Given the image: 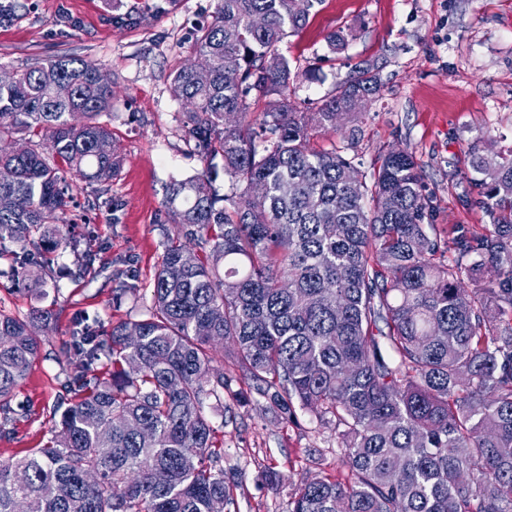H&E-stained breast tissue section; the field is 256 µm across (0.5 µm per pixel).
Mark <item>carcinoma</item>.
Masks as SVG:
<instances>
[{
  "instance_id": "obj_1",
  "label": "carcinoma",
  "mask_w": 512,
  "mask_h": 512,
  "mask_svg": "<svg viewBox=\"0 0 512 512\" xmlns=\"http://www.w3.org/2000/svg\"><path fill=\"white\" fill-rule=\"evenodd\" d=\"M321 2L216 0L196 29L171 90L202 167L163 200L185 242L164 243L140 318L73 329L80 394L54 408L46 446L0 462V512L234 504L204 411L224 396L217 337L270 410L335 419L350 479L306 478L288 512H512V153L471 146L492 223L441 249L413 153L381 156L368 183L344 151L311 146L329 130L354 142L352 99L380 81L366 62L317 111L293 107L280 45ZM250 96L270 99L257 129ZM112 97L110 74L69 54L0 83V242L21 250L1 278L60 291L29 265L62 245L67 174L106 194L119 172ZM221 169L242 192L220 193ZM50 333L46 308L0 310L1 422Z\"/></svg>"
}]
</instances>
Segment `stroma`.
<instances>
[{"label": "stroma", "instance_id": "35a3bbf8", "mask_svg": "<svg viewBox=\"0 0 512 512\" xmlns=\"http://www.w3.org/2000/svg\"><path fill=\"white\" fill-rule=\"evenodd\" d=\"M123 4L136 8L138 24H113L112 0H27L18 18L0 25V66L23 68L66 52L111 75L110 128L122 165L110 192L124 203L112 216L95 206V185L73 183L74 203L64 217L72 245L52 268L61 288L49 305L53 332L16 391L15 414L0 432V462L47 442L51 408L67 391L64 351L76 322L117 324L149 304L163 238L179 233L178 225L157 224L166 186L201 167L184 137V107L170 74L188 62V41L209 21L215 0ZM339 29L347 42L334 52L328 36ZM280 51L296 74L289 93L301 112L316 111L359 64L377 62L380 85L361 111L355 143L345 146L341 134L326 132L314 145L347 147L367 177L379 155L412 151L440 238L455 224L490 223L477 202L468 152L479 140L499 153L512 150V0H322ZM87 251L90 272L62 276L63 266ZM120 282L135 286L136 297L113 301ZM222 369L232 393L220 403L207 398L205 410L224 442L225 472L241 481L235 512H288L290 494L316 473L349 479L335 422L301 410L287 420L257 396L236 405L232 394L243 385L231 362Z\"/></svg>", "mask_w": 512, "mask_h": 512}]
</instances>
